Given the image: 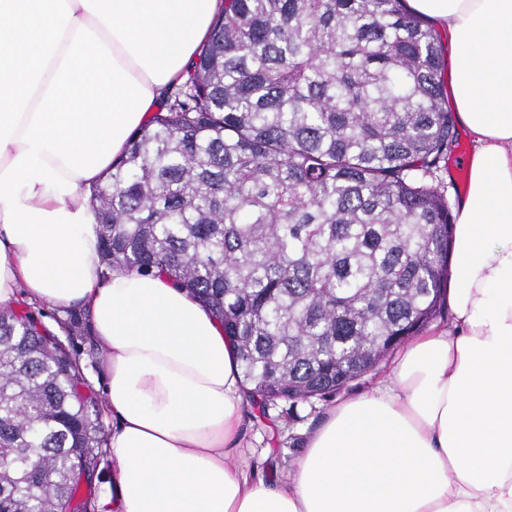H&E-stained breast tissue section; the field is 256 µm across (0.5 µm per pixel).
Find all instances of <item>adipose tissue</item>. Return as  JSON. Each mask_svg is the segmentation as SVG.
Instances as JSON below:
<instances>
[{"mask_svg": "<svg viewBox=\"0 0 512 512\" xmlns=\"http://www.w3.org/2000/svg\"><path fill=\"white\" fill-rule=\"evenodd\" d=\"M224 0H0V306L84 309L112 411L96 512H512V0H408L448 46L474 144L450 327L332 403L290 477L237 463L247 400L220 321L163 274L103 276L86 188L182 82Z\"/></svg>", "mask_w": 512, "mask_h": 512, "instance_id": "ef3b65f1", "label": "adipose tissue"}]
</instances>
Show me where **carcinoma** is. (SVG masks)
I'll list each match as a JSON object with an SVG mask.
<instances>
[{
	"instance_id": "obj_1",
	"label": "carcinoma",
	"mask_w": 512,
	"mask_h": 512,
	"mask_svg": "<svg viewBox=\"0 0 512 512\" xmlns=\"http://www.w3.org/2000/svg\"><path fill=\"white\" fill-rule=\"evenodd\" d=\"M447 70L442 33L405 0H224L95 186L102 275L157 271L210 306L262 421L348 388L444 316ZM81 371L0 307V512L89 509L77 492L104 439Z\"/></svg>"
}]
</instances>
